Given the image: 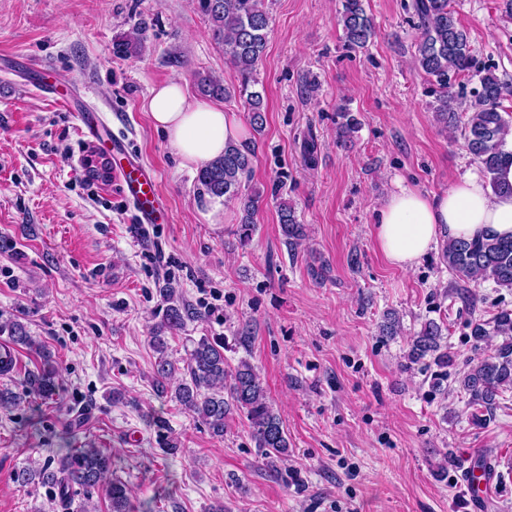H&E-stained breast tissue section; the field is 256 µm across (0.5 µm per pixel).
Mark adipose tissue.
Wrapping results in <instances>:
<instances>
[{
    "mask_svg": "<svg viewBox=\"0 0 512 512\" xmlns=\"http://www.w3.org/2000/svg\"><path fill=\"white\" fill-rule=\"evenodd\" d=\"M153 127L161 131L188 170L219 157L246 129L236 113L205 100H190L176 82L155 87L147 102ZM512 236V193L496 194L476 172L465 173L439 194L426 195L400 185L379 211L376 245L392 266L409 269L440 238L470 239L485 230Z\"/></svg>",
    "mask_w": 512,
    "mask_h": 512,
    "instance_id": "ef3b65f1",
    "label": "adipose tissue"
}]
</instances>
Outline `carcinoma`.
<instances>
[{
    "label": "carcinoma",
    "mask_w": 512,
    "mask_h": 512,
    "mask_svg": "<svg viewBox=\"0 0 512 512\" xmlns=\"http://www.w3.org/2000/svg\"><path fill=\"white\" fill-rule=\"evenodd\" d=\"M208 17L214 39L224 50V58L238 74V86L230 89L209 74L197 77L199 91L212 98L237 97L247 110L249 124L260 133L266 124V107L258 84L256 70L266 50L270 32V16L264 0H197ZM340 24L344 46L349 50L367 47L375 36L373 17L366 13L363 0H340ZM415 26L420 30L416 45V63L434 86L436 120L448 125L456 113L467 114L462 135L468 152L488 177L495 193L512 192V186L496 180L495 174L512 152L505 150L512 134V116L502 102L512 97V84L490 71L475 69V57L468 31L459 24L448 7V0H412ZM117 52L138 57L145 49L140 31H132L115 43ZM478 78L479 88L469 103L459 101L454 81L460 76ZM361 121L345 105L337 109L336 140L344 145L354 141ZM254 145L251 142H229L224 155L197 173V181L208 194L229 202H239L241 218L237 236L242 245L250 241L255 217L263 201L260 192H244V183L252 172ZM279 224L288 250H295L307 235L292 202H278ZM442 261L455 278L464 283L493 281L500 288L512 289V238L488 231L476 238L447 241ZM160 320L153 330L151 343L157 357L153 366L152 385L161 396H170L201 420L214 437H224L227 419L236 411L245 413L255 446L275 463L288 456V435L279 413L271 404L266 388L254 366L241 359L230 367L224 357L225 342L202 336L191 341V349L178 363L167 352L165 334L180 331L195 320L199 312L170 285L159 289ZM470 336L480 345L489 336H500L502 342L494 351L470 365L460 380L462 390L470 395V403L492 412L498 397L512 390V310L502 309L489 320L469 321ZM6 331L12 343L38 351L42 368L27 375L33 391L51 396L55 391L51 353L33 340L26 327L17 320L0 321V333ZM443 325L434 319L424 323L413 336L407 353L410 364L426 359L444 370L453 365L448 345L443 341ZM111 456L101 448H81L75 453L49 458L38 467H23L14 473L22 488L38 482L54 490L63 503L70 502L76 487L98 486L111 471ZM111 512H128L129 490L122 481L112 482L107 490Z\"/></svg>",
    "instance_id": "1"
}]
</instances>
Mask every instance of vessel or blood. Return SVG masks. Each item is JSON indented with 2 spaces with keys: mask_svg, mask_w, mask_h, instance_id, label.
<instances>
[{
  "mask_svg": "<svg viewBox=\"0 0 512 512\" xmlns=\"http://www.w3.org/2000/svg\"><path fill=\"white\" fill-rule=\"evenodd\" d=\"M30 72L36 93L48 97L56 106L72 114L82 141L104 149L115 158L110 175L123 198L135 210L139 222H164L168 206L157 174L131 149L123 136L113 133L111 121L102 109L92 104L88 90H79L74 85L59 81L52 68L46 65L31 66ZM465 482L474 504H481L490 485L487 473L468 471Z\"/></svg>",
  "mask_w": 512,
  "mask_h": 512,
  "instance_id": "1",
  "label": "vessel or blood"
}]
</instances>
